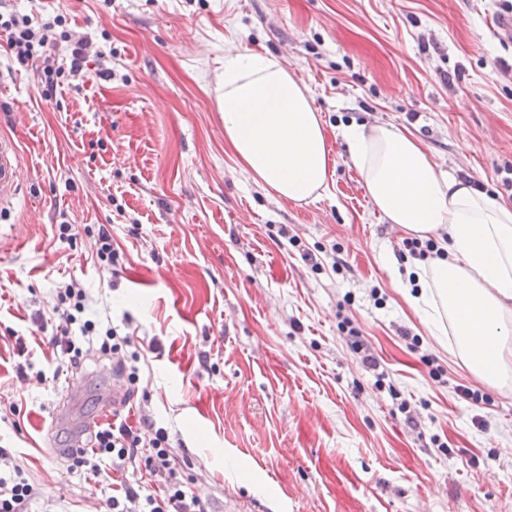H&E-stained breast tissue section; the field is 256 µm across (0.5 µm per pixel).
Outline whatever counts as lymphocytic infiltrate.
Returning a JSON list of instances; mask_svg holds the SVG:
<instances>
[{"label": "lymphocytic infiltrate", "instance_id": "lymphocytic-infiltrate-1", "mask_svg": "<svg viewBox=\"0 0 512 512\" xmlns=\"http://www.w3.org/2000/svg\"><path fill=\"white\" fill-rule=\"evenodd\" d=\"M63 23V17L58 15L37 27L30 16L0 11V35L5 38L7 53L19 64L38 65L41 82L48 92L63 81L79 77L89 58L91 42L84 39L72 50L68 67L52 65L53 53L68 37ZM58 298L64 310L60 334L53 337L52 344L61 355L76 364L90 350H97L100 356L115 359L128 385H136L140 380V363L145 358L144 344L133 336L119 334L116 328L102 330L94 321L80 320L86 295L75 285L61 288ZM170 448L165 428L151 423L140 431L123 421L112 422L94 430L86 448L73 452L71 461L73 467H85L96 474L100 471V460L107 457L112 461L113 471H142L157 482V491L148 494L122 484L109 497L108 512H207L205 504L193 494L188 479L172 464Z\"/></svg>", "mask_w": 512, "mask_h": 512}]
</instances>
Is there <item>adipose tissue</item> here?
I'll return each instance as SVG.
<instances>
[{"label": "adipose tissue", "mask_w": 512, "mask_h": 512, "mask_svg": "<svg viewBox=\"0 0 512 512\" xmlns=\"http://www.w3.org/2000/svg\"><path fill=\"white\" fill-rule=\"evenodd\" d=\"M219 106L224 139L254 182L297 203L326 193L320 117L306 85L276 57L227 59ZM342 136L375 209L394 229L439 241V255L414 269L427 332L454 334L460 364L499 383L512 372V208L443 170L393 124L352 123Z\"/></svg>", "instance_id": "ef3b65f1"}]
</instances>
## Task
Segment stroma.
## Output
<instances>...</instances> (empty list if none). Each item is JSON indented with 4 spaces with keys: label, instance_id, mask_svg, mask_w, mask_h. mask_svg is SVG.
Returning a JSON list of instances; mask_svg holds the SVG:
<instances>
[{
    "label": "stroma",
    "instance_id": "stroma-1",
    "mask_svg": "<svg viewBox=\"0 0 512 512\" xmlns=\"http://www.w3.org/2000/svg\"><path fill=\"white\" fill-rule=\"evenodd\" d=\"M92 39L78 83L39 95L0 53V129L22 191L0 221V448L37 489L30 512H105L101 476L72 468L76 422L123 377L67 368L57 290L85 318L153 343L128 424L149 414L209 512H512V382L460 368L394 269L403 235L376 211L341 130L388 122L512 207V0H6ZM271 54L307 86L329 189L296 203L255 183L224 141L225 58ZM110 68L111 79L98 75ZM76 240L59 239L60 222ZM124 254L113 273L90 229ZM351 318L380 363L365 370ZM441 369L431 377L422 355ZM463 384L485 395L458 399Z\"/></svg>",
    "mask_w": 512,
    "mask_h": 512
}]
</instances>
